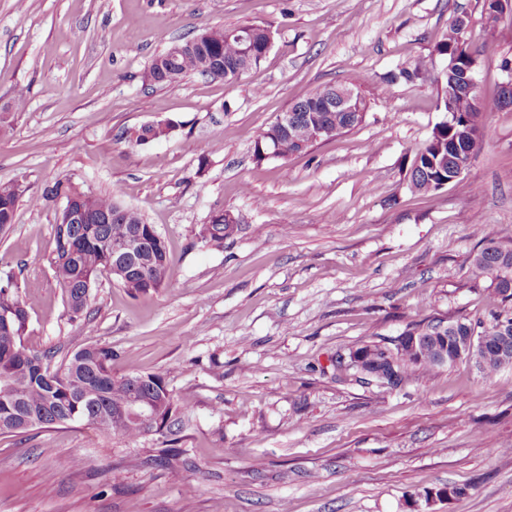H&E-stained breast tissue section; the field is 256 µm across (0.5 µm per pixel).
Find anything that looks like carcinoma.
Wrapping results in <instances>:
<instances>
[{"mask_svg": "<svg viewBox=\"0 0 512 512\" xmlns=\"http://www.w3.org/2000/svg\"><path fill=\"white\" fill-rule=\"evenodd\" d=\"M261 24L235 28H210V40L202 46L190 47V41L181 42L185 50L177 55L164 50L156 55L142 74V81L150 87L168 86L189 76L236 81L257 67L265 58L267 32ZM465 29L452 23L435 45V51L445 59L456 52L464 40ZM251 37L255 55L246 60L241 55L237 36ZM426 65L415 62L399 70L389 82H412L425 77ZM310 97L299 99L289 106L290 120L283 128L278 121L271 122L255 142V155L264 159L269 148L277 146L281 157L300 153V145L313 140L311 124L323 130L321 138L330 139L360 124L363 119L355 112H310ZM460 117L455 129L448 122L439 123L426 145L416 151L411 164V184L417 193L436 190V184L448 179V172L474 156L480 138L460 135L474 118L470 102L458 100ZM167 136L164 128H140L130 135V141L144 144L148 140ZM76 191L68 180H57L47 187L42 196L30 199L39 206L42 201L63 198ZM23 193L16 182L0 183V234L14 224L18 203ZM85 210L84 223L53 226L54 249L49 263L65 294L69 311L81 314L87 307L90 289L99 276L107 273L112 281L128 295L138 297L162 287L169 277V260L165 240L154 225L132 208L114 219L120 203L110 194H91L77 198ZM232 232L228 218L211 221L203 229V237L217 246ZM134 236L139 245L128 258L126 266L112 268L108 260L112 242ZM474 263L478 274L491 280L493 294L504 304H512V246L487 243L477 254ZM11 280L0 281V434L22 435L48 425L65 426L83 422L105 435H118L135 441L145 433L136 418L120 416L132 399L150 404L158 415L156 430H172L179 424L178 408L170 390L163 386L165 378L156 374L112 371V350L87 345L66 355L59 365H52L53 356L29 351L24 345L28 311L18 299ZM458 331H448V342L457 336H473L485 349L480 351L476 366L487 382L494 380L503 369L512 368V353L500 355L502 336H512V311L492 317L489 325L476 331V324L466 316L448 321ZM370 345L392 347L393 364L390 369L400 375V382L411 380L416 371L429 375L440 369L432 358L422 360L407 348L395 343L372 341Z\"/></svg>", "mask_w": 512, "mask_h": 512, "instance_id": "cac0c4a2", "label": "carcinoma"}]
</instances>
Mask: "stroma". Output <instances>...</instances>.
I'll return each mask as SVG.
<instances>
[{"label": "stroma", "instance_id": "35a3bbf8", "mask_svg": "<svg viewBox=\"0 0 512 512\" xmlns=\"http://www.w3.org/2000/svg\"><path fill=\"white\" fill-rule=\"evenodd\" d=\"M463 12L469 48L496 46L477 68L480 95L496 97L512 14L488 22L482 0H0V182L21 180L29 196L58 179L112 194L170 256L159 290L133 298L105 274L73 315L48 262L64 201L20 200L0 278L14 277L28 310L24 343L111 348L114 372L165 378L182 420L171 466L164 431L0 435V512H512V369L488 383L462 360L389 389L337 382L329 362L500 307L473 259L483 240L512 245V108L484 114L465 188L410 184L415 152L446 118L434 47ZM248 24L274 40L239 80L143 85L171 44ZM416 61L431 77L386 84ZM355 82L361 125L256 159L257 137L292 102ZM159 120L175 130L125 139ZM220 212L237 227L215 247L202 230Z\"/></svg>", "mask_w": 512, "mask_h": 512}]
</instances>
